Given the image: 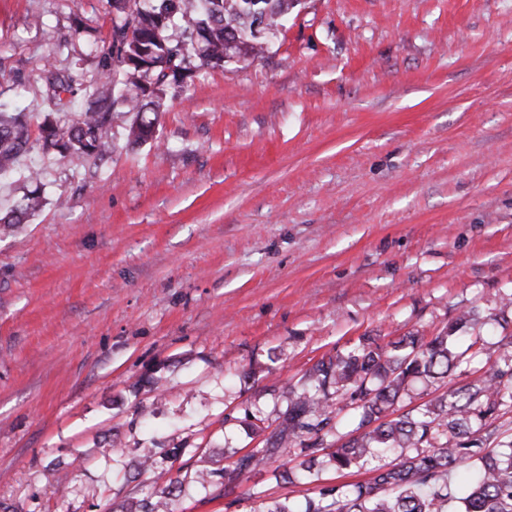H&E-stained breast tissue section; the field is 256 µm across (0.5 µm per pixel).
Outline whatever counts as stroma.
I'll return each instance as SVG.
<instances>
[{"mask_svg": "<svg viewBox=\"0 0 512 512\" xmlns=\"http://www.w3.org/2000/svg\"><path fill=\"white\" fill-rule=\"evenodd\" d=\"M109 0H0V104L75 110ZM77 168L33 149L45 204L0 230V512H116L117 464L215 473L176 512H250L217 472L322 357L494 315L512 341V0H299L254 60L196 73L152 140ZM208 455L195 454V447Z\"/></svg>", "mask_w": 512, "mask_h": 512, "instance_id": "stroma-1", "label": "stroma"}]
</instances>
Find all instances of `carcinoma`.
<instances>
[{
	"label": "carcinoma",
	"instance_id": "cac0c4a2",
	"mask_svg": "<svg viewBox=\"0 0 512 512\" xmlns=\"http://www.w3.org/2000/svg\"><path fill=\"white\" fill-rule=\"evenodd\" d=\"M294 0H111L112 32L99 53L106 84L89 89L99 103L71 123L52 117L67 106L62 94L71 84L42 72L53 86L48 110L31 139L23 112L0 108V174L34 145L56 151L76 167L102 160L112 152L103 105L135 115L129 141L149 139L164 106L166 91L187 95L195 69L226 56L246 60L264 54L268 41L284 27ZM187 19L188 41H172L168 29L177 17ZM39 188L23 194L0 224L12 228L41 209ZM469 310L455 326L426 336L420 332L380 344L361 342L345 354L319 360L297 383L288 385V403L280 422L259 442L221 471L199 469L170 479L143 498H131L122 512H174L185 487L203 489L214 475L224 490L234 491L250 475L277 462L293 448L300 457L280 473L290 484L307 485L327 471L368 468L366 482L322 485L299 503L285 498L251 512H512V432L498 420L512 413V355L486 358L477 384L455 383L412 412L390 417L389 410L412 381L432 384L457 374L482 350L480 335L451 338L458 326L472 324ZM360 416L361 433L347 440L338 435L336 418L343 411Z\"/></svg>",
	"mask_w": 512,
	"mask_h": 512
}]
</instances>
